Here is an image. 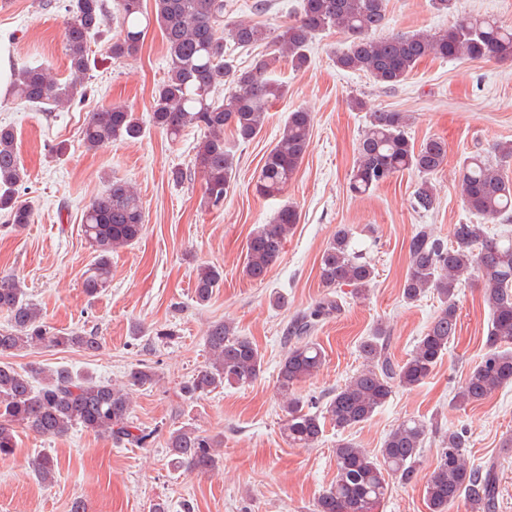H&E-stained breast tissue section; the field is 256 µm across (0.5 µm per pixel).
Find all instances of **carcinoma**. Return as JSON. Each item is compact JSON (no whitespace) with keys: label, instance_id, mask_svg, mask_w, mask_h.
Returning <instances> with one entry per match:
<instances>
[{"label":"carcinoma","instance_id":"obj_1","mask_svg":"<svg viewBox=\"0 0 512 512\" xmlns=\"http://www.w3.org/2000/svg\"><path fill=\"white\" fill-rule=\"evenodd\" d=\"M387 2L301 0L297 16L276 39L288 63L299 70L307 63L313 39L337 29L346 36L347 45L336 54V67L361 71L389 89L402 84L417 64L431 55L448 60L512 62V27L495 18L462 14L453 25L438 32L383 36L381 32L388 25ZM115 6L120 31L108 44L109 57L118 59L138 50L149 27L160 30L166 45L167 76L152 96L150 122L172 139L187 127L203 131L193 173L201 177L204 204L211 209L223 208L238 167L233 146L224 140L225 132H230L238 144L252 141L261 132L270 106L287 93V88L272 77L276 57L262 55L243 70L235 65L237 48L268 42L271 30L229 19L226 0H153L150 12L144 0H116ZM64 10L68 80H51L37 61H28L12 73L14 98L45 112L70 106L86 96L91 44L107 38L108 0H64ZM407 122L403 112L380 109L368 113L356 145L349 189L363 195L405 170L412 171L419 177L412 206L428 212L437 201L430 176L443 165L447 146L440 138L415 145L407 137ZM311 126L310 113L302 109L288 113L281 136L264 156L256 180L258 194L269 198L282 194L307 153ZM144 133L134 111L120 103L91 113L82 131L89 150L108 142L138 139ZM24 177L14 131L0 126V211L18 228L33 217L31 204L19 196ZM461 191L470 214L491 222L512 220V182L484 156L464 160ZM299 221L297 208L285 204L268 223L250 233L242 268L246 278L265 281L282 256L288 232ZM143 231L139 197L125 181L112 179L83 213L82 232L96 254L82 281L87 296L110 286L112 253L133 246ZM451 237L448 242L422 225L409 242L402 296L415 302L431 289L437 293L441 308L405 361L392 360L386 337L377 330L360 345L365 366L328 397L321 411L314 412L296 388L320 370L322 350L309 340L288 350L278 369V389L284 400L281 433L289 444L301 448L316 445L327 423L338 431L363 423L387 402L395 386L414 387L428 378L457 334V292L476 272L484 280V296L492 313L487 351L455 392L453 403L458 407L475 404L512 384V234L488 224L465 223L453 225ZM319 277L327 287H352L357 297L371 287L375 269L364 260L349 229L340 228L327 244L320 258ZM223 280L224 273L217 266H199L194 282L196 302H209ZM338 308L337 302L323 299L287 333L300 336ZM0 313L7 317V325L0 328L1 355L38 346L86 353L102 349L101 338L94 332L47 326L41 309L12 276H0ZM206 344L208 360L182 383L185 396L200 398L226 384L249 385L262 372L264 361L257 345L232 324L211 325ZM155 378L151 366L139 364L130 369L128 385L144 386ZM38 379L41 383L36 386ZM76 427L141 448L150 445L154 436L153 431L135 424L130 394L123 388L64 367L47 370L31 365L19 371L0 363L1 460L14 456L19 428L60 437ZM428 434L426 422L411 417L389 432L375 455L353 442L338 441L334 449L336 480L317 498L315 512H378L388 492L386 476L411 481ZM467 443L463 431L452 430L442 437L436 467L425 485L429 512H448V507L460 500L480 512H492L494 466L469 462ZM168 445L178 469L208 473L218 467L215 448L220 442L212 436L183 427L170 434ZM32 468L42 483L53 481V457L45 454L36 458Z\"/></svg>","mask_w":512,"mask_h":512}]
</instances>
